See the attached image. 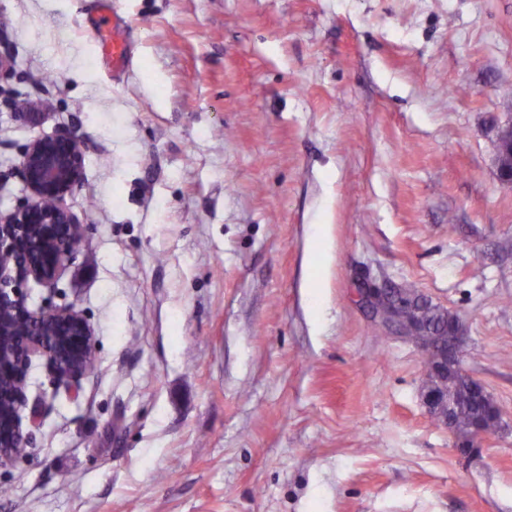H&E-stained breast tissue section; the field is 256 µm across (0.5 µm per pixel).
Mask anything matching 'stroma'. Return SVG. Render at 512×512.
<instances>
[{
  "mask_svg": "<svg viewBox=\"0 0 512 512\" xmlns=\"http://www.w3.org/2000/svg\"><path fill=\"white\" fill-rule=\"evenodd\" d=\"M0 28V210L72 126L85 238L26 289L96 350L75 395L34 359L0 512H512V0H0ZM365 278L458 318L496 432L457 447ZM14 73L13 55L11 44L8 38L3 34V30L0 28V102L8 103L11 98L6 95L10 91L4 89L1 85V80L8 79ZM3 98V100H2ZM500 145L502 153L498 156L499 173L500 176L507 181L512 180V127L509 126L502 131L500 135Z\"/></svg>",
  "mask_w": 512,
  "mask_h": 512,
  "instance_id": "obj_1",
  "label": "stroma"
}]
</instances>
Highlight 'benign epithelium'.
<instances>
[{
    "instance_id": "obj_1",
    "label": "benign epithelium",
    "mask_w": 512,
    "mask_h": 512,
    "mask_svg": "<svg viewBox=\"0 0 512 512\" xmlns=\"http://www.w3.org/2000/svg\"><path fill=\"white\" fill-rule=\"evenodd\" d=\"M14 73L8 38L0 29V81ZM500 176L512 180V127L500 135ZM85 149L68 127L34 138L22 154L20 172L30 196L13 210L0 212V338L19 336L10 358L0 352V384L14 383L1 393L10 402L8 423L0 426V465L26 453V436L20 410L30 407L31 426L39 425L41 408L29 403L27 374L32 357L44 358L58 383L70 388L84 375L80 360L95 356L94 336L83 315L69 305L50 311L29 309L24 292L29 279L48 287L58 280L72 256L74 243L82 240L83 219L66 203V198L83 181ZM403 294L400 288L365 280L357 289V302L369 317L391 336L410 340L416 325L412 314L399 316ZM447 346L445 357L426 364L424 401L430 413L451 426L453 402L448 383L465 374L461 351L460 324L448 315V334L438 337Z\"/></svg>"
}]
</instances>
